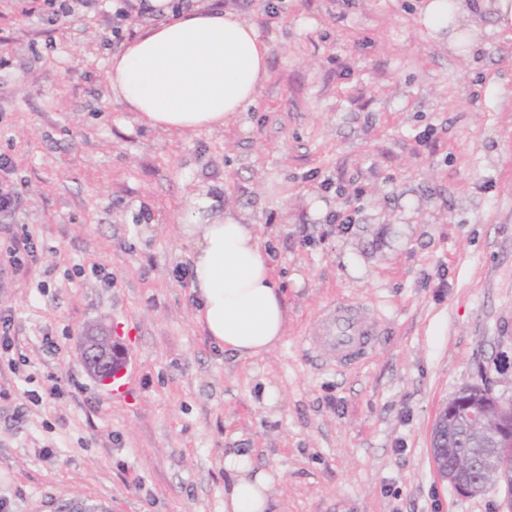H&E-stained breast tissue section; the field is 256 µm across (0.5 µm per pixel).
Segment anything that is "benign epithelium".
<instances>
[{
    "label": "benign epithelium",
    "instance_id": "benign-epithelium-1",
    "mask_svg": "<svg viewBox=\"0 0 512 512\" xmlns=\"http://www.w3.org/2000/svg\"><path fill=\"white\" fill-rule=\"evenodd\" d=\"M118 348L112 336L103 332H89L80 343V356L88 372L102 377V369L113 358ZM461 414L468 423L478 425L488 416L497 418L494 433L487 442L492 448L483 449L479 457L469 453L459 456L453 466H448V448L443 442L448 436L452 416ZM512 443V397L495 393L488 383L470 385L457 392L454 399L439 410L431 430V458L441 479L447 481L460 495L477 497L492 485L503 489L501 512H512V460L499 454L498 447Z\"/></svg>",
    "mask_w": 512,
    "mask_h": 512
}]
</instances>
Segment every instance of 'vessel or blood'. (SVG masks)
<instances>
[{"mask_svg": "<svg viewBox=\"0 0 512 512\" xmlns=\"http://www.w3.org/2000/svg\"><path fill=\"white\" fill-rule=\"evenodd\" d=\"M375 336L374 324L359 307L336 303L327 306L318 319L310 345L330 366L344 367L365 356Z\"/></svg>", "mask_w": 512, "mask_h": 512, "instance_id": "1", "label": "vessel or blood"}]
</instances>
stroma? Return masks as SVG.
<instances>
[{
	"label": "stroma",
	"mask_w": 512,
	"mask_h": 512,
	"mask_svg": "<svg viewBox=\"0 0 512 512\" xmlns=\"http://www.w3.org/2000/svg\"><path fill=\"white\" fill-rule=\"evenodd\" d=\"M0 0V154L28 271L0 270V512H224V458L280 471L275 512H498L460 496L430 431L459 389L512 395V36L455 47L421 0H233L271 38L256 104L214 131L133 121L108 89L115 0ZM199 188L247 210L280 280L285 336L248 359L196 322L173 273ZM354 218L338 230L328 217ZM378 330L333 368L308 335L330 303ZM102 325L125 354L112 392L79 356ZM274 388V404L264 401Z\"/></svg>",
	"instance_id": "stroma-1"
}]
</instances>
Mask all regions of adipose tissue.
<instances>
[{
	"instance_id": "adipose-tissue-1",
	"label": "adipose tissue",
	"mask_w": 512,
	"mask_h": 512,
	"mask_svg": "<svg viewBox=\"0 0 512 512\" xmlns=\"http://www.w3.org/2000/svg\"><path fill=\"white\" fill-rule=\"evenodd\" d=\"M148 2L161 18L113 54V98L134 121L171 134L235 122L267 77L269 40L242 14L210 0H194L176 14L169 0ZM487 13L498 30L512 31V0H426L421 10L423 24L450 43ZM180 226L192 245L199 325L240 358L274 349L285 334L284 295L255 226L241 209L219 206L202 192L188 196ZM224 469V512H271L278 494L273 471L255 468L245 453L225 456Z\"/></svg>"
}]
</instances>
